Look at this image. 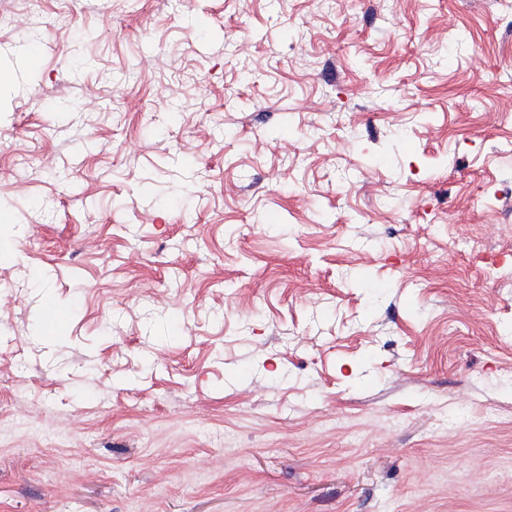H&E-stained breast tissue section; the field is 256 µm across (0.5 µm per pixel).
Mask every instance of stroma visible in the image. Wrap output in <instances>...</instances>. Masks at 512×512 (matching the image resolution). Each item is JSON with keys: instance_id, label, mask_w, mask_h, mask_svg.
I'll use <instances>...</instances> for the list:
<instances>
[{"instance_id": "35a3bbf8", "label": "stroma", "mask_w": 512, "mask_h": 512, "mask_svg": "<svg viewBox=\"0 0 512 512\" xmlns=\"http://www.w3.org/2000/svg\"><path fill=\"white\" fill-rule=\"evenodd\" d=\"M0 71V512H512L503 0H0Z\"/></svg>"}]
</instances>
